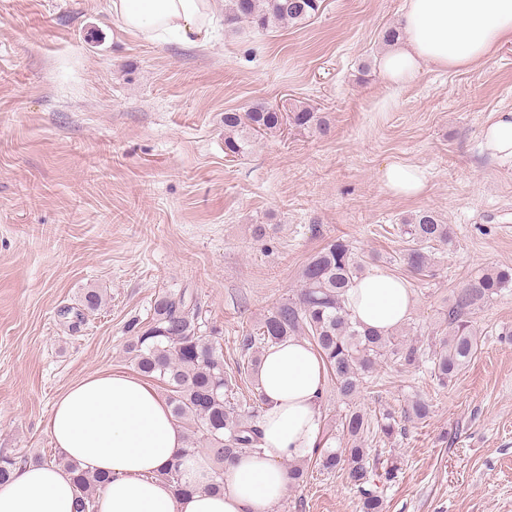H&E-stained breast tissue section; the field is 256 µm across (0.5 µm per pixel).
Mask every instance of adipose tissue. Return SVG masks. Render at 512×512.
I'll return each instance as SVG.
<instances>
[{
    "label": "adipose tissue",
    "instance_id": "adipose-tissue-1",
    "mask_svg": "<svg viewBox=\"0 0 512 512\" xmlns=\"http://www.w3.org/2000/svg\"><path fill=\"white\" fill-rule=\"evenodd\" d=\"M126 31L149 42H205L223 0H110ZM405 38L379 59L394 87L423 69L455 72L512 40V0H405ZM484 154L512 167V110L496 113L481 133ZM397 196L426 189L424 171L392 162L382 172ZM351 316L373 330L403 324L413 308L405 281L378 269L355 279L346 293ZM327 377L318 353L288 338L266 351L259 368L264 397L259 452L224 464V488H208L209 459L188 452L185 432L168 404L144 378L102 371L69 384L56 399L48 431L56 447L108 483L97 495L98 512H267L288 489L287 462L305 458L321 432L320 399ZM180 462L187 490L176 494L161 473ZM76 488L65 466L24 462L0 485V512H74Z\"/></svg>",
    "mask_w": 512,
    "mask_h": 512
}]
</instances>
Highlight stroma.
Here are the masks:
<instances>
[{
    "label": "stroma",
    "mask_w": 512,
    "mask_h": 512,
    "mask_svg": "<svg viewBox=\"0 0 512 512\" xmlns=\"http://www.w3.org/2000/svg\"><path fill=\"white\" fill-rule=\"evenodd\" d=\"M403 6L322 0L302 24L219 20L187 44L132 36L110 0H0V454L61 456L47 430L55 398L93 372H133L131 324L149 321L158 293L192 291L232 366L243 330L336 237L406 281L405 325L424 337L466 279L512 266V168L480 150L494 114L512 110V42L397 89L377 59ZM258 103L310 106L329 130L287 124L227 157L225 111ZM393 161L426 170L424 194L384 187ZM426 208L452 241L416 275L392 261L396 227ZM90 288L102 306L69 325L59 309ZM476 321L482 351L448 387L413 369L360 397L371 412L414 394L432 406L378 446L399 466L383 512H512V291ZM268 512H359V499L316 473Z\"/></svg>",
    "instance_id": "obj_1"
}]
</instances>
